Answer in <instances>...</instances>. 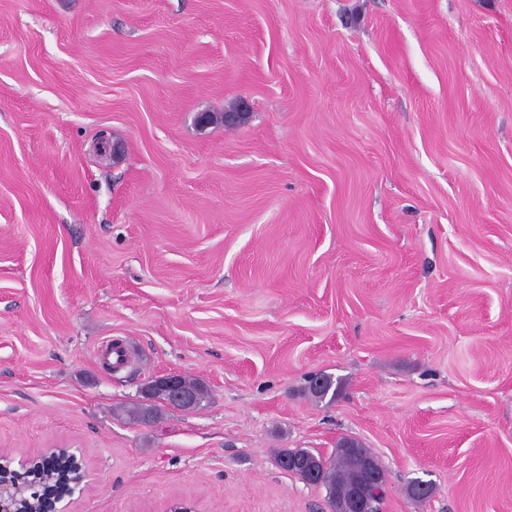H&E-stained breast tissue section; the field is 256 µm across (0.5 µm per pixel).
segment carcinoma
<instances>
[{
    "label": "carcinoma",
    "instance_id": "1",
    "mask_svg": "<svg viewBox=\"0 0 512 512\" xmlns=\"http://www.w3.org/2000/svg\"><path fill=\"white\" fill-rule=\"evenodd\" d=\"M182 384L192 395L195 408H200L208 398L207 389L196 379L185 377ZM341 389V382L324 373L308 380L306 386L308 394L316 400H322L329 394L335 396ZM275 461L281 469L323 488L333 512H352L348 507L349 487L363 477L366 462H371L377 473H384L378 459L352 438L340 440L334 456L328 460L307 448H281L275 454ZM77 471L78 466L70 455L61 457L58 467L51 473L41 461L30 465L23 482L31 489V507L39 509L48 497L60 494L62 477L66 474L74 477Z\"/></svg>",
    "mask_w": 512,
    "mask_h": 512
}]
</instances>
